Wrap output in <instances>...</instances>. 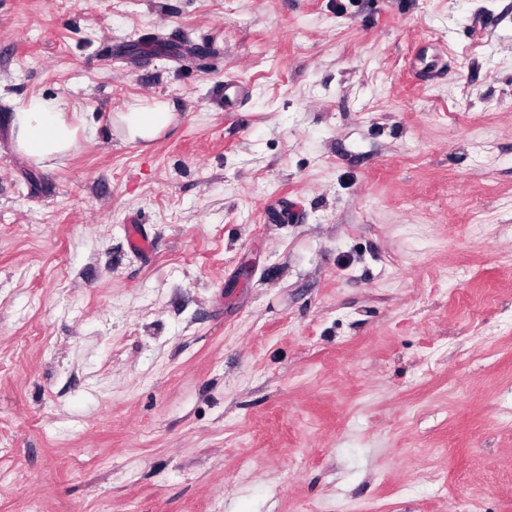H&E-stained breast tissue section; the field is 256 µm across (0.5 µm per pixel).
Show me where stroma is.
I'll return each mask as SVG.
<instances>
[{
	"label": "stroma",
	"mask_w": 512,
	"mask_h": 512,
	"mask_svg": "<svg viewBox=\"0 0 512 512\" xmlns=\"http://www.w3.org/2000/svg\"><path fill=\"white\" fill-rule=\"evenodd\" d=\"M462 501L512 512V0H0V512ZM69 105L59 98L19 105L12 118L17 150L46 164L78 148L80 126L67 119ZM173 119V112L165 103L152 106L131 104L125 112H118L115 123L125 138L131 141L150 142L165 130Z\"/></svg>",
	"instance_id": "stroma-1"
}]
</instances>
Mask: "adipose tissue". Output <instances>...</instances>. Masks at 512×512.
<instances>
[{
  "label": "adipose tissue",
  "mask_w": 512,
  "mask_h": 512,
  "mask_svg": "<svg viewBox=\"0 0 512 512\" xmlns=\"http://www.w3.org/2000/svg\"><path fill=\"white\" fill-rule=\"evenodd\" d=\"M69 105L59 98L37 99L18 106L12 131L20 153L46 164L73 152L79 143V126L68 120ZM173 119L167 104L129 105L117 113L115 122L125 138L149 142L165 130Z\"/></svg>",
  "instance_id": "ef3b65f1"
}]
</instances>
